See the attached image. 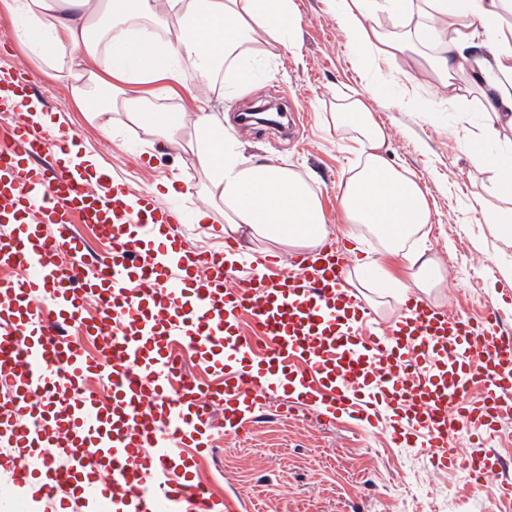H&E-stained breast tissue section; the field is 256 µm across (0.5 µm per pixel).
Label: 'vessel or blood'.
Listing matches in <instances>:
<instances>
[{"label":"vessel or blood","mask_w":512,"mask_h":512,"mask_svg":"<svg viewBox=\"0 0 512 512\" xmlns=\"http://www.w3.org/2000/svg\"><path fill=\"white\" fill-rule=\"evenodd\" d=\"M29 88L22 73L0 79V112ZM77 145L73 132L48 139L22 124L0 138V268L23 273L0 281V438L13 450L0 466L31 498L54 512H223L181 451L203 447L215 408L242 428L283 375L302 404L370 422L390 410L397 446L430 449L443 467L459 461L449 437L479 440L512 419V335L493 317L475 324L411 298L391 339L364 336L367 310L345 286L341 250L290 257L277 283L237 274L174 234L190 216L153 192L39 162ZM76 220L105 251H85ZM91 299L93 355L64 337ZM245 313L262 344L240 330ZM179 347L211 372L207 388L186 380L170 393ZM467 461L478 483L497 474L484 448Z\"/></svg>","instance_id":"b4317fda"}]
</instances>
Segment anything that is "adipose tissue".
Wrapping results in <instances>:
<instances>
[{
    "label": "adipose tissue",
    "mask_w": 512,
    "mask_h": 512,
    "mask_svg": "<svg viewBox=\"0 0 512 512\" xmlns=\"http://www.w3.org/2000/svg\"><path fill=\"white\" fill-rule=\"evenodd\" d=\"M17 17L15 38L44 63L60 62L72 80L75 102L103 118L119 107L129 122L154 131L173 148L191 132L196 158L224 204L225 234L248 228L252 235L281 247L316 249L328 230L319 198L308 181L285 166L245 160L224 125L207 110L154 112L128 96L131 85L179 80L183 63H192L196 79L210 84L224 66L232 89L250 85L255 76L252 46L267 38L295 48L303 18L294 0H0ZM426 24L408 28L410 13ZM512 0H340V23L364 61L394 62L419 46L436 49L428 75L447 87L452 98L468 75L483 92V137H465L464 148L483 191L479 198L487 224L512 230V194L502 189L512 175V154L485 144L512 131ZM116 78L111 105H102L93 87ZM339 128L354 129L359 160L337 186L346 223L364 226L385 251L405 261L413 287H441L437 263L411 243L430 222L420 185L392 166L383 154L388 130L361 99L332 115Z\"/></svg>",
    "instance_id": "adipose-tissue-1"
}]
</instances>
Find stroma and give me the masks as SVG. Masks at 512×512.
Here are the masks:
<instances>
[{
	"label": "stroma",
	"instance_id": "1",
	"mask_svg": "<svg viewBox=\"0 0 512 512\" xmlns=\"http://www.w3.org/2000/svg\"><path fill=\"white\" fill-rule=\"evenodd\" d=\"M304 21L288 51L272 43L256 47L258 77L230 95L224 85L199 93L195 73L183 65L182 80L134 86L133 97L164 111H196L209 106L235 137L244 159L286 165L309 177L325 214L330 246L346 249L354 294L371 313L369 331L384 335L402 317L407 297L449 313L480 316L493 308L512 329V303L500 291L512 287V235L484 223L476 201L481 188L463 147V137L480 133L485 116L478 91L452 100L431 80L423 54L396 64L376 60L358 67L357 48L339 26L337 0H296ZM15 20L0 11V74L20 69L31 78L33 95L53 122L70 127L83 147L96 154L101 169L128 189H149L158 198L192 213L207 209L199 223L174 225L175 234L194 248L223 249L224 205L200 169L194 151L162 145L131 124L124 113L111 115L108 129L80 111L70 82L37 64L14 38ZM380 92H372L373 84ZM361 92L390 138L384 155L414 176L431 210L418 247L444 273L431 293L412 289L403 261L385 252L366 228L342 219L336 186L356 165L358 146L330 115ZM260 99L287 105V129L246 125L242 113ZM289 393L273 390L245 430L223 428L222 412L208 447L194 453L196 477L215 497L233 502L236 512H512V497L495 488L477 489L466 465L436 469L420 448L396 446L387 430L350 417H329L319 409L286 413Z\"/></svg>",
	"mask_w": 512,
	"mask_h": 512
}]
</instances>
